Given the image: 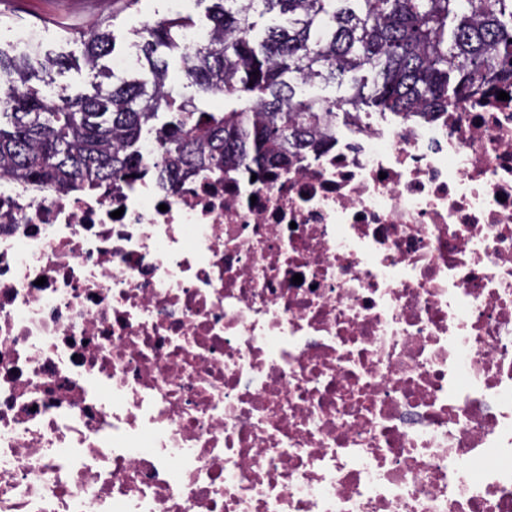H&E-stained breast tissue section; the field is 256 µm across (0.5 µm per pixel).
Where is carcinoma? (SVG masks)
Listing matches in <instances>:
<instances>
[{"instance_id":"obj_1","label":"carcinoma","mask_w":512,"mask_h":512,"mask_svg":"<svg viewBox=\"0 0 512 512\" xmlns=\"http://www.w3.org/2000/svg\"><path fill=\"white\" fill-rule=\"evenodd\" d=\"M265 15L260 32L255 17ZM197 27L202 40L187 41ZM133 35L136 60L121 75L102 63L110 32H91L83 62L93 93L62 86L52 98L32 81L52 85L70 67L66 56L0 47V178L78 192L137 170L146 135L173 184L231 161L286 166L318 148L336 107L425 117L512 80V0H214L199 22L156 14ZM172 53L186 86L224 96V110L173 95ZM365 68L370 84L357 76ZM336 80L350 83L339 101L297 95Z\"/></svg>"}]
</instances>
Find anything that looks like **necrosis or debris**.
<instances>
[{"label": "necrosis or debris", "mask_w": 512, "mask_h": 512, "mask_svg": "<svg viewBox=\"0 0 512 512\" xmlns=\"http://www.w3.org/2000/svg\"><path fill=\"white\" fill-rule=\"evenodd\" d=\"M506 92L285 167L1 179L0 512H512Z\"/></svg>", "instance_id": "obj_1"}]
</instances>
